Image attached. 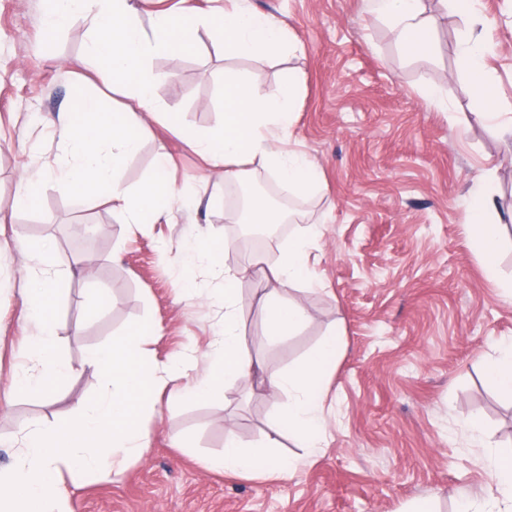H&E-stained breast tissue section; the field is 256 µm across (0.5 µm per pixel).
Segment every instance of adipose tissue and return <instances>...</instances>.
I'll list each match as a JSON object with an SVG mask.
<instances>
[{
  "label": "adipose tissue",
  "mask_w": 512,
  "mask_h": 512,
  "mask_svg": "<svg viewBox=\"0 0 512 512\" xmlns=\"http://www.w3.org/2000/svg\"><path fill=\"white\" fill-rule=\"evenodd\" d=\"M45 25L54 31L74 18L89 21L84 64L106 89L121 88L128 103L122 109H107L101 94L83 96L79 104L60 113L59 136L66 160L55 172L59 187L70 194L93 193L110 204L113 213L130 224H151L169 214L174 195L165 179L168 156L158 152L155 173L139 188L127 187L121 180L124 162L139 150L138 130L142 113H166L158 96L163 75L151 72L148 59L155 53H179L190 49L202 23L189 13H158L151 31H144L132 0H44ZM376 16L395 35L399 50L419 59L434 49L433 21L423 0H374ZM219 30L228 58L249 57L260 51L301 53L299 42L274 15L236 4L224 9ZM298 97L295 78L285 81L280 96L262 95L245 77L224 74V119L215 130L189 136L188 146L208 166L224 171L225 182L244 178V164L259 163L274 173L280 183L299 195L316 193L314 164L303 152L284 150L282 142L293 127ZM496 186L492 174H485L475 185L465 214L473 249L486 270H494L500 249V228L494 221ZM313 235L305 233L288 244L273 275L285 283H306L312 279ZM32 286L23 306L35 330L21 354L22 362L14 386L52 390L73 372L72 366L57 354L53 327L56 290L44 271L27 267ZM241 272L224 271V330L215 341L212 360L184 391H174L170 399L184 397L205 400L226 382L250 374L254 361L245 349L236 309V285ZM308 310L298 302L273 301L267 305V333L276 341L299 332L309 321ZM340 354L338 336L327 337L299 366L274 374V393L287 395L288 406L274 418L272 430L288 428L302 447L316 451L326 421L321 396ZM274 440L244 446L233 428H226L224 452L216 466L234 474H273L286 478L299 468L296 460L276 456ZM495 493L467 497L458 512H512V456L490 455Z\"/></svg>",
  "instance_id": "obj_1"
}]
</instances>
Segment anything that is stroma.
<instances>
[{
	"mask_svg": "<svg viewBox=\"0 0 512 512\" xmlns=\"http://www.w3.org/2000/svg\"><path fill=\"white\" fill-rule=\"evenodd\" d=\"M277 16L300 42L302 55L259 54L225 61L219 41L155 55L152 71L176 72L160 85L161 101L178 116L146 114L140 150L121 171L140 186L154 171L159 146L170 157L173 190L191 196L170 217L128 224L91 195L63 193L52 176L63 154L53 127L75 104L76 88L92 91L80 59L83 21L49 32L43 0H0V467L13 464L22 431L61 411L89 403L102 377L83 366L86 351L107 344L129 324L148 320L156 334L146 348L157 363L195 357L205 370L224 321L212 300L222 268H247L238 288L243 339L252 373L204 401L173 404L184 378L159 384L152 405L154 434L141 457L116 478L70 490V512H411L428 500L433 512H455L459 500L488 490L486 451L463 426L480 418L491 443H512V397L487 387L481 358L512 338V228L494 272H487L464 225L471 178L492 169L503 217L512 216V149L477 118L486 105L512 113V0H478L490 39L485 73L492 103L475 96L458 60L470 32L467 18L439 17L435 51L413 60L370 14V0H246ZM233 68L275 97L295 76L298 119L289 145L316 165L322 189L300 198L297 218L274 237L259 265L228 245L237 219L229 188L206 167L180 131L207 132L221 122L224 70ZM438 96L428 100L426 90ZM41 178L37 208L16 205L22 174ZM90 225L83 246L68 228ZM314 228L317 280L285 285L271 267L290 238ZM196 237L223 241L219 267L190 276L199 293L178 286L183 244ZM44 251L43 270L57 275L60 355L72 375L51 395L12 392V378L32 325L22 315L30 283L24 264ZM111 301L89 313L98 293ZM302 303L310 321L276 342L266 338L269 296ZM341 352L323 397L326 418L319 452L285 480L205 468L224 450L232 425L249 445L265 438L288 403L269 389V372L293 368L331 332ZM182 447H174L173 438Z\"/></svg>",
	"mask_w": 512,
	"mask_h": 512,
	"instance_id": "35a3bbf8",
	"label": "stroma"
}]
</instances>
